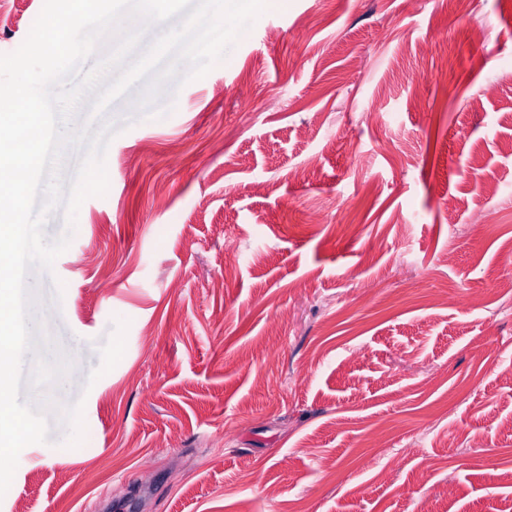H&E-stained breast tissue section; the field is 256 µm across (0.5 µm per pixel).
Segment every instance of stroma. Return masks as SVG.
I'll return each instance as SVG.
<instances>
[{"label": "stroma", "instance_id": "1", "mask_svg": "<svg viewBox=\"0 0 512 512\" xmlns=\"http://www.w3.org/2000/svg\"><path fill=\"white\" fill-rule=\"evenodd\" d=\"M229 55L104 112L28 278L79 369L20 397L78 423L0 512H512V0H271Z\"/></svg>", "mask_w": 512, "mask_h": 512}]
</instances>
